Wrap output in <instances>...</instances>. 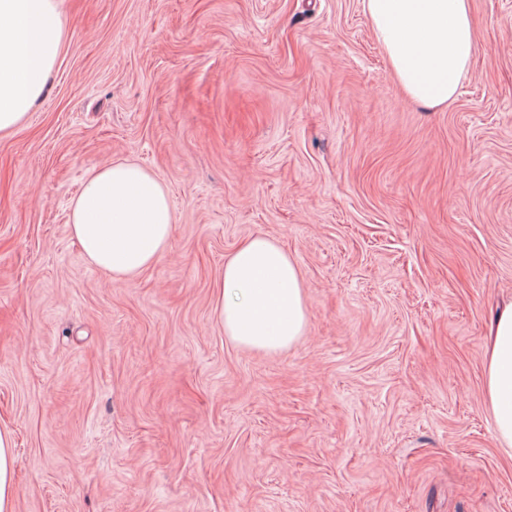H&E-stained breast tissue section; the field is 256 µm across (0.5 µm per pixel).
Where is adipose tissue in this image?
Returning <instances> with one entry per match:
<instances>
[{
	"label": "adipose tissue",
	"mask_w": 512,
	"mask_h": 512,
	"mask_svg": "<svg viewBox=\"0 0 512 512\" xmlns=\"http://www.w3.org/2000/svg\"><path fill=\"white\" fill-rule=\"evenodd\" d=\"M363 8L406 98L450 107L476 49L470 0H363ZM67 39L62 0H0V135L28 118ZM173 222L164 184L123 161L86 177L71 203L69 230L98 270L132 279L169 252ZM215 288L218 320L237 346L279 352L305 335L306 284L278 242L258 236L238 246ZM486 354L484 394L498 444L512 455V303L492 322Z\"/></svg>",
	"instance_id": "1"
}]
</instances>
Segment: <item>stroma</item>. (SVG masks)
I'll return each instance as SVG.
<instances>
[{
  "label": "stroma",
  "mask_w": 512,
  "mask_h": 512,
  "mask_svg": "<svg viewBox=\"0 0 512 512\" xmlns=\"http://www.w3.org/2000/svg\"><path fill=\"white\" fill-rule=\"evenodd\" d=\"M46 97L0 135V427L15 512H512L483 393L512 298V0L445 110L409 102L362 0H64ZM168 188L134 279L68 228L86 176ZM296 259L308 330L237 347L224 259Z\"/></svg>",
  "instance_id": "35a3bbf8"
}]
</instances>
